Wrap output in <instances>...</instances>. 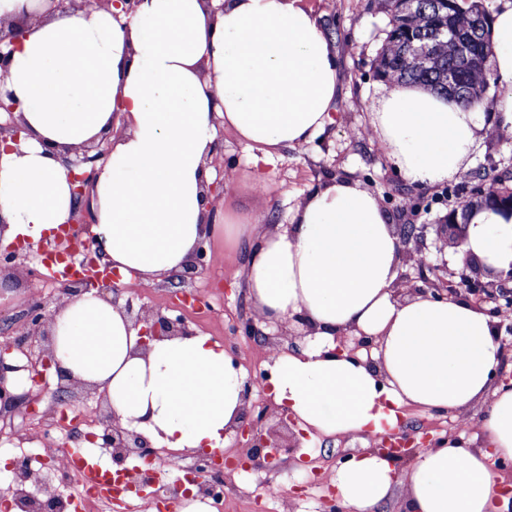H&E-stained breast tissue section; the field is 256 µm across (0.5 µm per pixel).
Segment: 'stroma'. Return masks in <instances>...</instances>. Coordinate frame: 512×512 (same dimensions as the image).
<instances>
[{"instance_id":"stroma-1","label":"stroma","mask_w":512,"mask_h":512,"mask_svg":"<svg viewBox=\"0 0 512 512\" xmlns=\"http://www.w3.org/2000/svg\"><path fill=\"white\" fill-rule=\"evenodd\" d=\"M319 16L325 34L338 51L340 82L333 125L299 152L286 150L272 159L254 163L246 145L227 132H219L216 146L224 157V167L216 178L223 181V195L234 215L261 213L267 225L287 228L292 208L329 176H343L358 182L374 193L396 223L395 234H402L403 223L422 226L424 235L411 240L408 254L402 257L398 276L410 279L414 288L423 287L433 278V266L448 263L458 267L452 249H440L435 227L445 223L449 202L471 198L478 181L476 172L512 165V134L500 130L493 112L481 115V128L475 148L470 153L469 173L440 184L423 186L410 182L387 157L371 120L391 81L377 74L378 56L385 43L388 14L385 0H305ZM262 175L264 190L254 188V175ZM24 262L36 270L37 253L25 249ZM244 256H225L223 246H210L206 264L187 277L173 275L155 287L130 289L135 309L162 310L181 315L191 329L211 336L234 356L247 379L252 382L248 419L276 439L288 437L275 413L264 379L266 349L245 336L242 322L251 316L253 304L240 274ZM18 289L0 298V323H14L17 332H25V315L34 301L45 303L44 314L53 317L61 294L59 283L37 272L20 276ZM48 383L39 395L34 414L15 410L10 423L13 429L32 432L43 429L46 410L76 413L106 412L95 387L72 384L65 402H57V377L48 373ZM307 454L300 463H289L293 479L276 486L265 485V473L234 477L224 488L222 512H324L328 496L326 477L365 447H376V439L337 438L307 433L302 440Z\"/></svg>"}]
</instances>
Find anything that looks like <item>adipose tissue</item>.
<instances>
[{"label": "adipose tissue", "instance_id": "obj_1", "mask_svg": "<svg viewBox=\"0 0 512 512\" xmlns=\"http://www.w3.org/2000/svg\"><path fill=\"white\" fill-rule=\"evenodd\" d=\"M17 33L5 92L19 102L18 145L0 153V244L35 239L71 216L67 162L109 138L92 187L95 242L105 263L154 287L215 239L244 247V286L266 322L303 316L299 349L266 366L276 404L325 436L383 435L404 410L466 415L488 404L474 431L459 429L405 466L367 451L332 473L349 512H512L499 502L512 462V388L496 384L503 356L496 321L463 299L394 292L401 261L392 219L358 183L331 177L292 211L288 228L262 229L206 194L218 131L261 157L310 145L334 124L336 50L303 0H138L125 14L59 9L55 0H0ZM493 110L512 132V0L488 22ZM466 108L398 84L373 115L383 149L411 182L464 176L481 127ZM459 258L512 268V217L477 208ZM52 349L67 382L104 391L120 423L173 452L222 450L245 413V376L210 337L142 346L121 307L90 291L56 310ZM350 334L371 351L337 350Z\"/></svg>", "mask_w": 512, "mask_h": 512}]
</instances>
